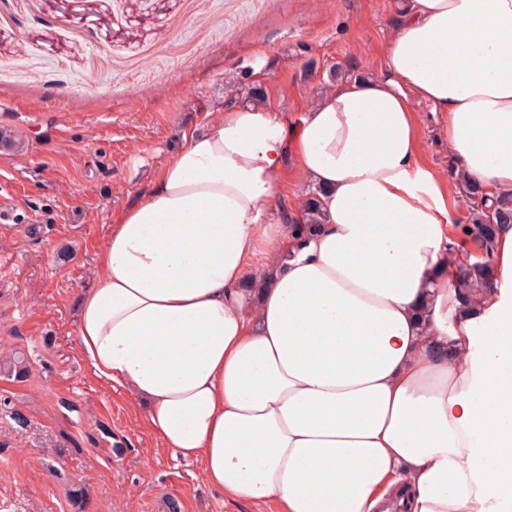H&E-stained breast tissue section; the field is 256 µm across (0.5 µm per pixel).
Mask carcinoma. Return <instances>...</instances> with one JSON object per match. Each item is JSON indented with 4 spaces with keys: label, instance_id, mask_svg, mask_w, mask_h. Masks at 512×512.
<instances>
[{
    "label": "carcinoma",
    "instance_id": "1",
    "mask_svg": "<svg viewBox=\"0 0 512 512\" xmlns=\"http://www.w3.org/2000/svg\"><path fill=\"white\" fill-rule=\"evenodd\" d=\"M240 98H231L230 103L238 101L245 104H258L265 99V91L258 85H248L235 90ZM305 208L309 213L308 221L303 224L294 223L293 217L283 213L284 223L292 225V233L298 237H305L315 233L320 224L317 192H312L305 202ZM500 224H512V195L499 198L491 207L480 201L471 212L470 231L475 233V239L482 250V257L479 261L468 264L462 271L464 279L463 287L471 288L482 282L487 274L492 259L493 240ZM10 373L21 378L26 373V366L23 360L16 357L0 358V374Z\"/></svg>",
    "mask_w": 512,
    "mask_h": 512
}]
</instances>
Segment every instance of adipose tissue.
<instances>
[{
    "instance_id": "1",
    "label": "adipose tissue",
    "mask_w": 512,
    "mask_h": 512,
    "mask_svg": "<svg viewBox=\"0 0 512 512\" xmlns=\"http://www.w3.org/2000/svg\"><path fill=\"white\" fill-rule=\"evenodd\" d=\"M487 203L512 193V0H404L379 74L301 121L236 105L111 225L75 348L159 448L255 512H512V224L458 288L462 233L415 101ZM323 224L279 212L288 159ZM317 195L318 191L312 192L311 196L305 202L304 207L307 209L309 217L308 221L304 224H296L293 217H291L288 212L283 213L284 224H293L292 233L294 235L303 238L317 231L320 224Z\"/></svg>"
}]
</instances>
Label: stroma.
I'll return each instance as SVG.
<instances>
[{
    "mask_svg": "<svg viewBox=\"0 0 512 512\" xmlns=\"http://www.w3.org/2000/svg\"><path fill=\"white\" fill-rule=\"evenodd\" d=\"M398 0H0V512H251L200 463L157 447L125 393L74 348L79 288L118 215L259 84L298 122L329 71L377 74ZM423 151L469 221L457 164L422 101Z\"/></svg>",
    "mask_w": 512,
    "mask_h": 512,
    "instance_id": "35a3bbf8",
    "label": "stroma"
}]
</instances>
